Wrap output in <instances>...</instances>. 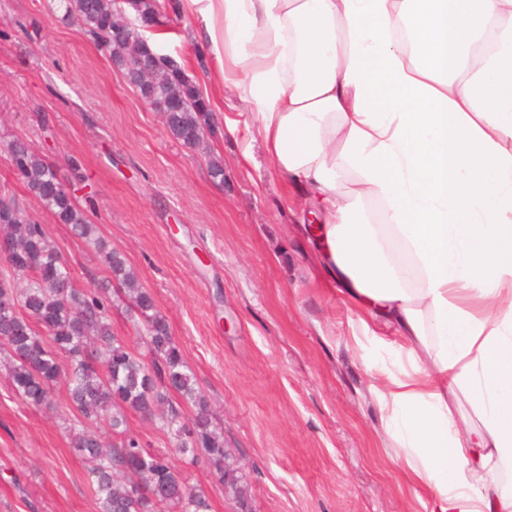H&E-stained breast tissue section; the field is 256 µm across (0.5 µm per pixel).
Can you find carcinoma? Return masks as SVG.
<instances>
[{
  "label": "carcinoma",
  "instance_id": "1",
  "mask_svg": "<svg viewBox=\"0 0 512 512\" xmlns=\"http://www.w3.org/2000/svg\"><path fill=\"white\" fill-rule=\"evenodd\" d=\"M76 21L121 70L144 100L158 106L172 136L184 145L200 143L210 128L209 102L200 88L167 57L154 56L143 31L160 22L162 0H137L130 13L118 0H60ZM140 43L139 60L128 43ZM12 169L28 192L61 223L89 238L95 226L88 210L64 185L55 165L22 140L11 144ZM0 261L27 277L24 288L0 280V351L8 360L9 383L35 407L53 405L54 386L62 381L76 417L72 447L88 462L87 478L98 512H209L204 490L188 485L168 458L141 446L127 431L126 413L156 420L173 436L179 451L203 452L215 477L243 498L242 477L213 424L210 407L175 345L166 320L155 310L152 294L119 253H106L113 280L141 323L146 353L132 350L114 334L110 302L102 284L94 292L76 288L66 260L48 242L42 225L24 215L13 198L0 195ZM46 334H41L38 328ZM69 359L64 367L61 358ZM178 396L176 402L172 396ZM193 413L184 421L182 406ZM107 423L112 444L93 427Z\"/></svg>",
  "mask_w": 512,
  "mask_h": 512
}]
</instances>
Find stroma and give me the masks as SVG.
<instances>
[{"mask_svg": "<svg viewBox=\"0 0 512 512\" xmlns=\"http://www.w3.org/2000/svg\"><path fill=\"white\" fill-rule=\"evenodd\" d=\"M196 28L169 11L147 33L218 97L213 133L191 148L54 0H0V192L43 225L77 287L107 279L110 249L151 292L245 478L244 502L146 416L128 412V430L203 488L210 512H427L373 393L398 370L397 338L385 328L368 351L355 345L359 310L299 230L312 221L307 202L277 172L236 90L211 82ZM17 139L92 193L96 240L59 223L16 178ZM53 403L22 401L0 366V512H97L64 387Z\"/></svg>", "mask_w": 512, "mask_h": 512, "instance_id": "obj_1", "label": "stroma"}]
</instances>
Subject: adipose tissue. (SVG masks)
<instances>
[{
	"instance_id": "1",
	"label": "adipose tissue",
	"mask_w": 512,
	"mask_h": 512,
	"mask_svg": "<svg viewBox=\"0 0 512 512\" xmlns=\"http://www.w3.org/2000/svg\"><path fill=\"white\" fill-rule=\"evenodd\" d=\"M178 5L317 209L364 341L401 340L377 403L428 512H512V0Z\"/></svg>"
}]
</instances>
